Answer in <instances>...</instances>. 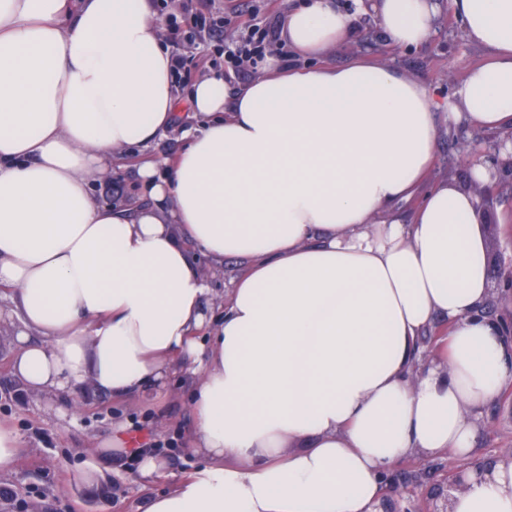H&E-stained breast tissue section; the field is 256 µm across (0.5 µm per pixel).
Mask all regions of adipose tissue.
I'll list each match as a JSON object with an SVG mask.
<instances>
[{
    "instance_id": "obj_1",
    "label": "adipose tissue",
    "mask_w": 512,
    "mask_h": 512,
    "mask_svg": "<svg viewBox=\"0 0 512 512\" xmlns=\"http://www.w3.org/2000/svg\"><path fill=\"white\" fill-rule=\"evenodd\" d=\"M444 9L486 53L446 102L389 66L325 64L352 32L336 0H299L277 24L316 67L270 57L247 86L215 71L183 98L152 0H0V327L34 395L163 394L192 375L208 463L146 512H376L400 460L473 457L483 408L512 383V338L481 312L475 197L423 184L438 113L512 131V0L355 13L418 48ZM173 128L174 159L136 166L144 201L94 197L119 156ZM417 194L410 222L390 216ZM199 254L244 259L227 297ZM440 320L448 346L423 365ZM448 512H512V457L468 471Z\"/></svg>"
}]
</instances>
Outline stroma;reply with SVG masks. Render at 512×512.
I'll return each mask as SVG.
<instances>
[{"label":"stroma","mask_w":512,"mask_h":512,"mask_svg":"<svg viewBox=\"0 0 512 512\" xmlns=\"http://www.w3.org/2000/svg\"><path fill=\"white\" fill-rule=\"evenodd\" d=\"M222 5L224 29H199L192 37L177 40L169 28L161 30L171 52L190 65L189 79L178 82L179 92H187L190 80L218 68L237 86L255 79L257 69L234 66L226 55L252 29L275 24L290 0H251L246 16L239 15L238 0H223ZM483 58V50L469 43L448 15L439 16L435 36L418 49L386 46L374 20L360 15L353 38L331 50L326 61L336 66L358 60L390 65L426 85L436 100L444 102L453 97L458 79ZM452 66L458 69L453 82L446 77ZM472 136L466 122H441L430 179L449 177L460 187L472 189L474 157L459 148L460 139ZM134 164V158H127L111 179L94 185L97 198L123 204L137 195ZM490 189L496 200L483 208L482 227L497 311L507 315L512 313V173L500 172ZM11 357L9 346L1 343L0 422L15 426L23 444L13 471L0 474V512H145L150 498L172 489L173 475L190 473L204 464V456L192 449L191 377H171L169 394L159 397H112L88 383L71 391L33 396L13 374ZM120 425L125 428L121 449L98 454V447L111 441ZM474 447L479 458L512 448V386L503 388L484 408ZM136 448L157 449L165 477L145 479L132 459Z\"/></svg>","instance_id":"1"}]
</instances>
